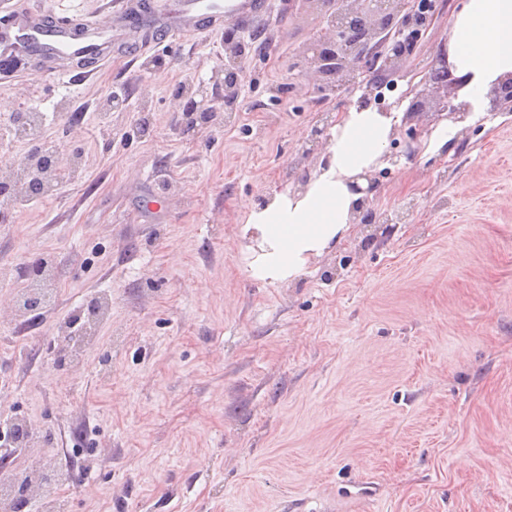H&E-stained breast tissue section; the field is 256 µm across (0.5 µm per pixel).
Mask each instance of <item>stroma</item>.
Listing matches in <instances>:
<instances>
[{
    "instance_id": "35a3bbf8",
    "label": "stroma",
    "mask_w": 512,
    "mask_h": 512,
    "mask_svg": "<svg viewBox=\"0 0 512 512\" xmlns=\"http://www.w3.org/2000/svg\"><path fill=\"white\" fill-rule=\"evenodd\" d=\"M120 16L124 0H30ZM461 0H442L387 106L409 105ZM333 0H277L230 22L247 49L233 111L187 133L179 85L219 100L224 32L112 49L100 70L0 72V119L55 113L41 129L80 174L27 206L0 199V296L50 258L54 298L34 324L0 319V412L26 422L70 480L65 512H512V112L486 113L452 149H409L438 117L402 122L372 202L309 274L251 278L244 207L314 169L324 117L352 101L309 74ZM127 88L128 105L98 104ZM161 195L174 212L142 209ZM112 303L81 360L45 378L68 323ZM94 428L88 474L62 455Z\"/></svg>"
}]
</instances>
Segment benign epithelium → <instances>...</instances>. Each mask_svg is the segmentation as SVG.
Masks as SVG:
<instances>
[{"instance_id": "obj_1", "label": "benign epithelium", "mask_w": 512, "mask_h": 512, "mask_svg": "<svg viewBox=\"0 0 512 512\" xmlns=\"http://www.w3.org/2000/svg\"><path fill=\"white\" fill-rule=\"evenodd\" d=\"M436 0H336V11L329 17V35L317 44L309 65L313 73L325 81L324 88L335 91L342 87L363 86L360 103H372L378 83L399 72L401 65L419 48L424 37L434 26ZM363 25L365 37L356 42L346 38L348 28ZM228 62L239 65L244 56V45L234 40L224 41ZM213 81L224 86V103L231 105L238 96V73L217 71ZM427 97L412 103L410 111L425 112L426 98L441 104L439 110L465 117L469 105L455 104L448 99L447 65L432 69L427 79ZM179 107L189 124L204 121L213 111L211 103L197 100L184 93L176 94ZM493 109L512 105V79H506L492 89ZM366 188L355 187L364 194L361 198L360 220L363 224L375 221L367 208L369 196L379 190V177L367 176Z\"/></svg>"}]
</instances>
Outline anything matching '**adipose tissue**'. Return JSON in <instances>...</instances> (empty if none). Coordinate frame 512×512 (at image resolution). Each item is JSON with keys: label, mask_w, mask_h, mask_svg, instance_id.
<instances>
[{"label": "adipose tissue", "mask_w": 512, "mask_h": 512, "mask_svg": "<svg viewBox=\"0 0 512 512\" xmlns=\"http://www.w3.org/2000/svg\"><path fill=\"white\" fill-rule=\"evenodd\" d=\"M446 64L458 102L471 119L512 76V0H463L452 16ZM403 114L351 103L331 127L318 166L296 186L245 208L241 235L254 279L289 286L343 240L358 220V187L388 163L387 147Z\"/></svg>", "instance_id": "1"}]
</instances>
